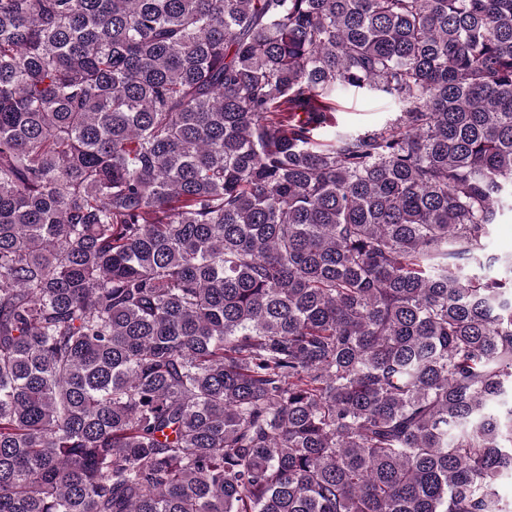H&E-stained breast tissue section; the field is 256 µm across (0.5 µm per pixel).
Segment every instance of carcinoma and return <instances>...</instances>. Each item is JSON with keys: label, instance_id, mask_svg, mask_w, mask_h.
Instances as JSON below:
<instances>
[{"label": "carcinoma", "instance_id": "cac0c4a2", "mask_svg": "<svg viewBox=\"0 0 512 512\" xmlns=\"http://www.w3.org/2000/svg\"><path fill=\"white\" fill-rule=\"evenodd\" d=\"M507 210L512 0H0V512H512ZM340 125L348 129H372L392 118L396 106L376 93L347 94L340 98ZM489 253L512 256V216L505 214L499 224H494L489 241Z\"/></svg>", "mask_w": 512, "mask_h": 512}]
</instances>
